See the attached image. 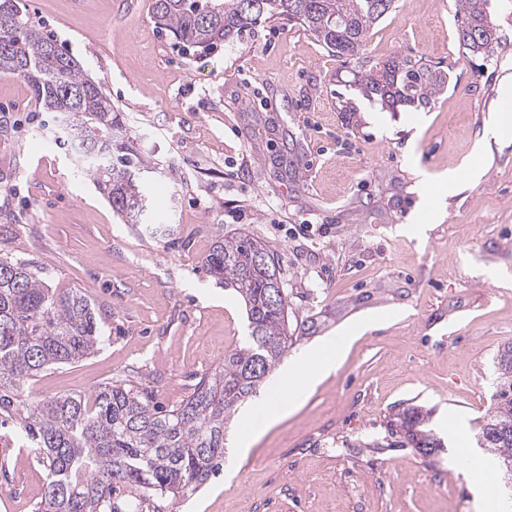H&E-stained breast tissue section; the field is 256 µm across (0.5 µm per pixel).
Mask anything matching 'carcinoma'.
Segmentation results:
<instances>
[{
  "label": "carcinoma",
  "instance_id": "obj_1",
  "mask_svg": "<svg viewBox=\"0 0 512 512\" xmlns=\"http://www.w3.org/2000/svg\"><path fill=\"white\" fill-rule=\"evenodd\" d=\"M397 0H154L159 27L187 47L208 49L268 20L299 24L321 45L359 61L354 91L387 109H426L448 85L449 73L408 55L362 56L367 32ZM488 0H456L457 39L465 53L494 56L499 26ZM0 72L24 81L54 133L116 213L137 224L147 211L143 174L153 166L133 147L119 108L78 61L32 24L15 0H0ZM206 271L244 303L246 344L201 376L176 407L158 411L124 382L101 387L91 399L66 394L35 405L21 400L28 380L53 365L74 363L104 342L91 301L75 289L52 288L41 270L0 254V415L15 421L17 438L45 455L47 482L38 512H107L112 491L126 487L141 499L185 497L204 486L224 459V420L256 392L300 337L290 331L287 290L275 248L239 232L213 243ZM496 390L476 419L477 443L497 459L512 489V345L495 357ZM431 411L413 405L389 421L401 446L432 460L443 440L428 428Z\"/></svg>",
  "mask_w": 512,
  "mask_h": 512
}]
</instances>
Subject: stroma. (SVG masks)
Here are the masks:
<instances>
[{
    "instance_id": "obj_1",
    "label": "stroma",
    "mask_w": 512,
    "mask_h": 512,
    "mask_svg": "<svg viewBox=\"0 0 512 512\" xmlns=\"http://www.w3.org/2000/svg\"><path fill=\"white\" fill-rule=\"evenodd\" d=\"M17 3L120 107L156 166L162 227L123 223L30 88L0 73V250L80 290L105 337L25 383L24 399L122 381L158 409L179 404L244 336L242 301L203 264L237 232L276 246L293 321H316L298 350L376 321L244 459L225 449L220 474L177 500L113 493V512H476L458 459L487 456L471 422L512 343V135L489 127L512 98V0L488 2L503 42L487 61L460 50L454 0H398L364 55L415 56L450 81L430 109L396 112L352 97L355 60L285 20L186 51L156 28L153 0ZM419 222L425 236L408 234ZM413 404L446 443L436 463L389 445L388 420ZM42 458L14 442L0 512H36Z\"/></svg>"
}]
</instances>
